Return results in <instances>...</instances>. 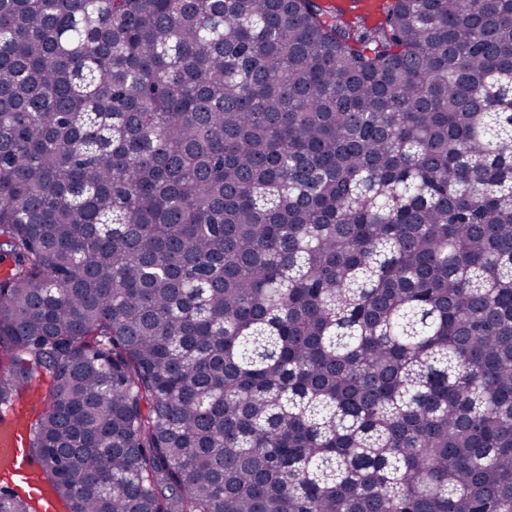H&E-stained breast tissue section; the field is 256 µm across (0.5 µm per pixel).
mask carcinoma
Masks as SVG:
<instances>
[{"instance_id": "cac0c4a2", "label": "carcinoma", "mask_w": 512, "mask_h": 512, "mask_svg": "<svg viewBox=\"0 0 512 512\" xmlns=\"http://www.w3.org/2000/svg\"><path fill=\"white\" fill-rule=\"evenodd\" d=\"M0 252L68 512H512V0H0ZM323 5L336 12V8L342 10L345 18H365L370 25H376L384 19L382 12V0H322Z\"/></svg>"}]
</instances>
